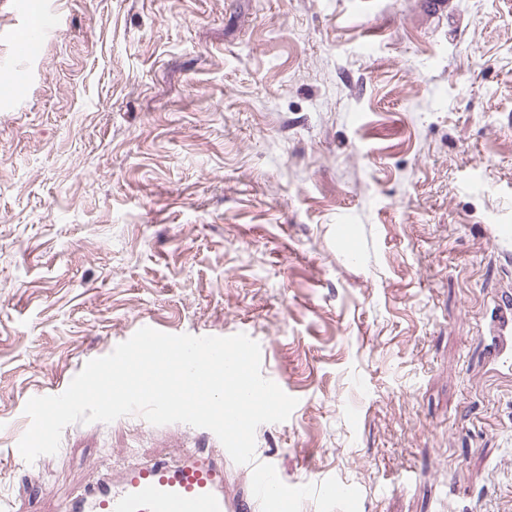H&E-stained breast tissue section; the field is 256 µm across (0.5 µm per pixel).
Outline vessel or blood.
<instances>
[{
    "label": "vessel or blood",
    "mask_w": 512,
    "mask_h": 512,
    "mask_svg": "<svg viewBox=\"0 0 512 512\" xmlns=\"http://www.w3.org/2000/svg\"><path fill=\"white\" fill-rule=\"evenodd\" d=\"M53 21L39 17L14 44L13 59L0 67V80L14 92L27 81L23 59L30 56ZM489 353L492 361L512 366V281L490 315ZM59 512H261L253 493L235 494L224 487V459L184 448L177 460L155 458L128 465L119 473L101 470L99 476L66 497Z\"/></svg>",
    "instance_id": "vessel-or-blood-1"
}]
</instances>
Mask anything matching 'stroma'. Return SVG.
I'll return each instance as SVG.
<instances>
[{
    "instance_id": "stroma-1",
    "label": "stroma",
    "mask_w": 512,
    "mask_h": 512,
    "mask_svg": "<svg viewBox=\"0 0 512 512\" xmlns=\"http://www.w3.org/2000/svg\"><path fill=\"white\" fill-rule=\"evenodd\" d=\"M0 0V498L214 433L133 414L17 444L138 329L247 334L297 398L256 459L359 512H512L486 314L512 224V0ZM52 24L53 20L50 17H39L30 23L24 33L17 38L12 61L7 65L2 63V78L7 88L17 93L24 90L27 75L19 62L33 53L39 39L51 30Z\"/></svg>"
}]
</instances>
